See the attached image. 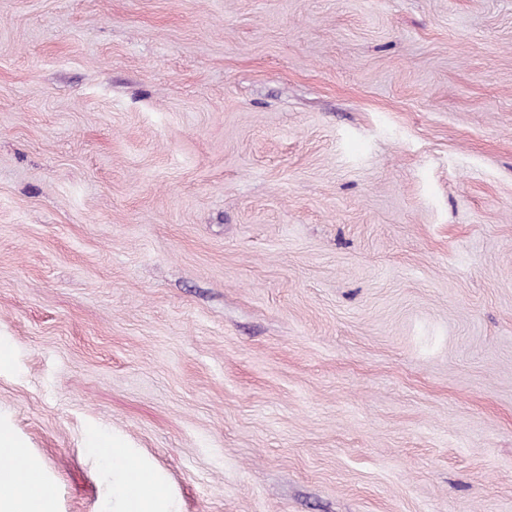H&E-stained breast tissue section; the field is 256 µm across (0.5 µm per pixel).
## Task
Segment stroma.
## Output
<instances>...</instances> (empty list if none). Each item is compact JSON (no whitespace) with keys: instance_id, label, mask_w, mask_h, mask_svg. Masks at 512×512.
Wrapping results in <instances>:
<instances>
[{"instance_id":"35a3bbf8","label":"stroma","mask_w":512,"mask_h":512,"mask_svg":"<svg viewBox=\"0 0 512 512\" xmlns=\"http://www.w3.org/2000/svg\"><path fill=\"white\" fill-rule=\"evenodd\" d=\"M0 347L53 512H512V0H0ZM92 446L112 455L113 512H179L163 481L119 440L94 437Z\"/></svg>"}]
</instances>
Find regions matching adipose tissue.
<instances>
[{"instance_id":"1","label":"adipose tissue","mask_w":512,"mask_h":512,"mask_svg":"<svg viewBox=\"0 0 512 512\" xmlns=\"http://www.w3.org/2000/svg\"><path fill=\"white\" fill-rule=\"evenodd\" d=\"M92 446L112 457V512H178L163 481L119 440L97 437ZM0 512H52V493L31 467L0 472Z\"/></svg>"}]
</instances>
